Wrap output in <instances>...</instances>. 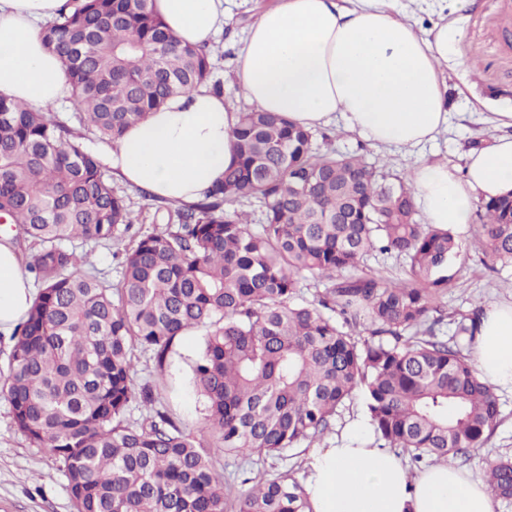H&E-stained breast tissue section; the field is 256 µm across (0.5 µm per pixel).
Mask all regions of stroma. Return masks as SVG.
Masks as SVG:
<instances>
[{
    "label": "stroma",
    "instance_id": "35a3bbf8",
    "mask_svg": "<svg viewBox=\"0 0 512 512\" xmlns=\"http://www.w3.org/2000/svg\"><path fill=\"white\" fill-rule=\"evenodd\" d=\"M279 0H224L226 25L213 43L221 53L212 59L211 81L221 82L225 102L242 111L247 102L236 81L238 54L250 26ZM460 36L454 49L455 68L445 79L448 122L437 139L414 148L382 147L346 131L341 115L315 128L318 144L342 153L362 152L368 162L390 173L411 175L421 159L447 162L462 173L466 152L490 143L496 133L495 113L512 110V0H470L456 14ZM481 232L480 218L460 227L456 236L461 245L450 264L451 280L437 304L445 315L441 333L452 336L454 321L471 314L476 307L498 299L512 300V264L486 270L470 244ZM203 341L194 332L176 342L164 373H155L152 362H140L142 380L153 384L160 400L175 419L195 427L205 413V401L192 386V366ZM500 422L483 447L463 462L465 470L482 474L487 463L512 455V392L498 391ZM311 443H303L286 454L257 456L214 454L217 470L238 494L235 474L274 469L304 472ZM0 512H74L66 480L57 463L38 449L14 427L11 407L0 397Z\"/></svg>",
    "mask_w": 512,
    "mask_h": 512
}]
</instances>
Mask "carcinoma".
Segmentation results:
<instances>
[{
	"label": "carcinoma",
	"mask_w": 512,
	"mask_h": 512,
	"mask_svg": "<svg viewBox=\"0 0 512 512\" xmlns=\"http://www.w3.org/2000/svg\"><path fill=\"white\" fill-rule=\"evenodd\" d=\"M41 35L62 60L72 119L104 143L211 74V48L181 45L152 0H64ZM235 136L223 180L125 248L114 285L84 246L119 238L136 216L82 135L0 94V223L36 248L26 270L37 286L0 395L17 431L60 463L75 512H306L300 482L269 470L242 479L229 506L210 448L282 454L332 433L358 396L379 447L415 464L465 459L497 425L494 388L464 354L473 318L436 334L459 243L416 219L409 180L315 145L278 113H238ZM251 198L264 207L257 231L236 207ZM478 210L474 248L492 270L512 261V194ZM374 252L404 257L407 281L366 272ZM307 275L323 289L297 303ZM198 329L206 414L189 429L137 384L138 363L164 370ZM484 477L512 500V457Z\"/></svg>",
	"instance_id": "obj_1"
}]
</instances>
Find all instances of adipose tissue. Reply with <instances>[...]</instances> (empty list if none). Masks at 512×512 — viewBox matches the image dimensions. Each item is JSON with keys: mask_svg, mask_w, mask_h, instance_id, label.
Here are the masks:
<instances>
[{"mask_svg": "<svg viewBox=\"0 0 512 512\" xmlns=\"http://www.w3.org/2000/svg\"><path fill=\"white\" fill-rule=\"evenodd\" d=\"M181 43L210 41L224 0H153ZM61 0H0V93L51 110L71 95L59 58L40 36ZM460 35L450 22L421 33L392 0H280L245 38L236 78L256 109L304 128L341 114L347 130L383 146L416 147L447 122L443 74ZM237 114L208 87L170 97L130 126L106 154L121 181L177 204L202 198L236 156ZM502 134L469 150L463 175L424 160L410 176L428 223H471L479 199L512 193V112ZM36 290L10 234L0 232V334L12 335ZM470 356L480 376L512 391V301L483 305ZM303 482L312 512H495L483 479L449 462L413 474L379 447L358 414L334 445L312 449Z\"/></svg>", "mask_w": 512, "mask_h": 512, "instance_id": "ef3b65f1", "label": "adipose tissue"}]
</instances>
